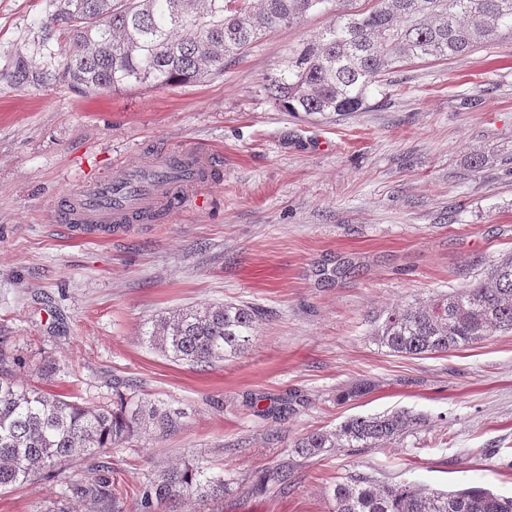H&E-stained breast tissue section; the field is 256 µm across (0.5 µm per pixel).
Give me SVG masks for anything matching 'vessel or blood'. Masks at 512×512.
<instances>
[{
  "label": "vessel or blood",
  "mask_w": 512,
  "mask_h": 512,
  "mask_svg": "<svg viewBox=\"0 0 512 512\" xmlns=\"http://www.w3.org/2000/svg\"><path fill=\"white\" fill-rule=\"evenodd\" d=\"M220 172V161L210 150L195 144L166 148L139 165L125 166L117 178L67 191L57 218L81 236L117 234L148 214H172L187 206Z\"/></svg>",
  "instance_id": "obj_1"
}]
</instances>
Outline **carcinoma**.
<instances>
[{
	"label": "carcinoma",
	"instance_id": "obj_1",
	"mask_svg": "<svg viewBox=\"0 0 512 512\" xmlns=\"http://www.w3.org/2000/svg\"><path fill=\"white\" fill-rule=\"evenodd\" d=\"M56 0L45 39L65 38L55 77L85 92L135 84L170 86L224 73V65L267 33L327 11L331 19L268 76L269 101L285 112L349 114L368 107V92L391 70L413 61L448 60L512 34V0ZM264 310L225 303L168 312L142 335L165 357L208 366L245 352ZM512 332V254L449 293L392 308L373 319L378 345L402 357L465 348ZM0 336V490L53 477L82 499L87 512H120L124 485L100 455L143 427L167 432L178 416L143 399L116 394L105 406H84L25 386L19 359ZM432 427L423 414L395 410L354 416L291 444L301 459L333 450L380 448ZM84 462L89 478L76 479ZM292 469L268 474L264 489L284 492ZM224 477L172 467L148 479L138 512H156L184 497L224 502ZM334 512H512V497L482 487L415 490L350 475L332 487Z\"/></svg>",
	"mask_w": 512,
	"mask_h": 512
}]
</instances>
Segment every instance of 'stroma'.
Masks as SVG:
<instances>
[{
    "mask_svg": "<svg viewBox=\"0 0 512 512\" xmlns=\"http://www.w3.org/2000/svg\"><path fill=\"white\" fill-rule=\"evenodd\" d=\"M49 3L0 0V332L22 383L98 405L130 380L180 410L175 431L104 453L128 486L122 512L146 474L174 464L223 475V512H333L328 489L348 474L511 496L512 332L404 358L376 343L372 320L512 252V39L399 67L367 109L321 117L275 109L262 84L329 14L197 83L85 94L53 77ZM187 143L224 164L187 210L105 238L55 223L66 190ZM339 266L347 276L324 278ZM225 302L269 311L245 354L196 368L141 334L166 312ZM359 382L371 392L337 401ZM283 397L291 408L269 413ZM399 409L444 433L300 460L288 495L252 493L299 436ZM63 490L45 479L1 491L0 512H44Z\"/></svg>",
    "mask_w": 512,
    "mask_h": 512,
    "instance_id": "1",
    "label": "stroma"
}]
</instances>
